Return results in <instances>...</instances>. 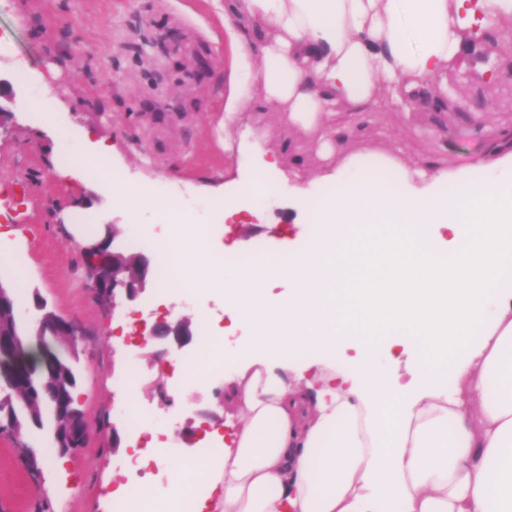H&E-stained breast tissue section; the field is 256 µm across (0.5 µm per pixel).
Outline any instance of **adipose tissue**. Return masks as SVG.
<instances>
[{
    "label": "adipose tissue",
    "instance_id": "obj_1",
    "mask_svg": "<svg viewBox=\"0 0 512 512\" xmlns=\"http://www.w3.org/2000/svg\"><path fill=\"white\" fill-rule=\"evenodd\" d=\"M511 18L512 0H226L247 76L229 83L225 123L271 104L338 160L316 175L301 153L259 147L249 195L270 196L284 175L300 199L315 176L340 190L315 208L311 248L220 276L199 228L168 212L184 285L220 293L249 336L210 354L235 366L224 381L234 410L207 436L210 480L197 486L170 454L169 424L137 462L173 480L124 490L140 512H177L189 493L220 512H512V136L466 170L372 154L390 183L346 151L374 113L450 105L449 65L481 34H512ZM342 110L353 126L334 123ZM70 151L71 172H93L115 203L134 198L108 146ZM377 325L388 349L418 348L407 382L383 366ZM350 343L355 368L336 370Z\"/></svg>",
    "mask_w": 512,
    "mask_h": 512
}]
</instances>
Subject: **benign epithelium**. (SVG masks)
<instances>
[{
	"label": "benign epithelium",
	"mask_w": 512,
	"mask_h": 512,
	"mask_svg": "<svg viewBox=\"0 0 512 512\" xmlns=\"http://www.w3.org/2000/svg\"><path fill=\"white\" fill-rule=\"evenodd\" d=\"M105 232L112 236V266L105 268L99 262V243L88 242L81 250L90 261L91 278L88 288L115 311L138 303L151 280L152 259L141 253L136 268L127 269L126 259L129 252L122 244L125 229L108 224ZM35 307L42 310L43 314L34 333L28 335L16 329L0 331V379L8 380L18 393L25 386L32 369V360L28 356L31 347L44 341L54 348L64 345L69 354L73 355L78 342L79 331L73 322L45 309V304L39 298L35 301ZM0 311L13 314L14 322L20 323L21 312L17 309L11 285L2 280ZM191 337V323L188 318L181 317L175 321L164 319L155 322L148 333L141 336L139 346L143 347L151 340L173 344L180 350L190 342ZM64 426L71 437V443L58 446L57 451L61 455L81 447L93 431V425L82 416L65 422Z\"/></svg>",
	"instance_id": "7a95c632"
}]
</instances>
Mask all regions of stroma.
<instances>
[{
	"label": "stroma",
	"instance_id": "obj_1",
	"mask_svg": "<svg viewBox=\"0 0 512 512\" xmlns=\"http://www.w3.org/2000/svg\"><path fill=\"white\" fill-rule=\"evenodd\" d=\"M481 61L471 51L449 67L454 104L447 112L379 113L374 128L348 151L398 149L408 157L469 164L495 134L512 131V79L480 80L475 68ZM235 64L224 0H0V78L16 90L9 113L0 117V227L11 232L0 248L13 260L24 327L35 325L38 296L78 327L77 406L95 426L84 448L64 456L50 429L20 438L0 432V512H112L119 477L168 483L165 468L127 469L132 428L121 430L120 444L112 442V418L126 406L130 369L138 371L140 407L150 426L168 417L179 421L174 453L181 459L206 456L200 429L223 426L221 384L204 374L179 379L158 344L141 348L135 361L128 346L131 325L161 318L190 317L192 331L200 332L194 317L202 307L214 331H222L228 318L221 295L197 294L185 309L181 294L163 292L155 278L137 305L109 311L84 286L78 243L105 225L127 224L142 239L139 251L158 255L167 203L180 200L197 206L195 221L204 225L216 261H223L230 235L241 255L310 246L309 237L290 228L307 223L310 204L329 185L312 183L307 205L298 206L292 184H281L259 216L231 226L211 196L217 189L241 199L225 176L250 173L237 151V132L252 129L270 146L292 151L308 143L303 134L283 131L269 107L236 113L233 133L225 135L224 96ZM44 78L55 87V102L46 111L28 107ZM85 133L110 147L113 165L141 202L118 205L88 184L59 179L58 168L70 163L66 142ZM28 445L39 453V470L25 463Z\"/></svg>",
	"mask_w": 512,
	"mask_h": 512
}]
</instances>
